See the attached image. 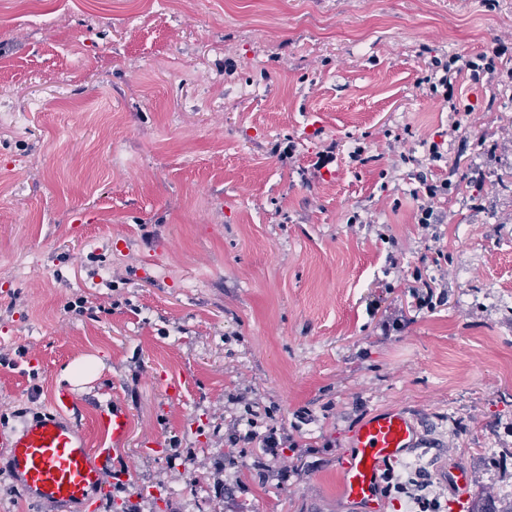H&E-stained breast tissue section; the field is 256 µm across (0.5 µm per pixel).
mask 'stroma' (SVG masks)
Returning a JSON list of instances; mask_svg holds the SVG:
<instances>
[{
	"label": "stroma",
	"mask_w": 512,
	"mask_h": 512,
	"mask_svg": "<svg viewBox=\"0 0 512 512\" xmlns=\"http://www.w3.org/2000/svg\"><path fill=\"white\" fill-rule=\"evenodd\" d=\"M500 40L512 0H0V352L27 350L0 364V435L93 355L62 415L108 448L98 405L127 413L108 465L140 512H356L336 462L391 408L420 432L395 471L426 468L448 505L462 466L468 504L512 500V81L502 58L461 72L455 118L416 86L428 55ZM431 168L452 186L424 228L411 191ZM433 248L445 296L419 312ZM81 298L96 315L67 310ZM248 401L298 471L235 456L224 499L213 464ZM0 512H52L3 456Z\"/></svg>",
	"instance_id": "1"
}]
</instances>
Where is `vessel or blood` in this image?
<instances>
[{
    "mask_svg": "<svg viewBox=\"0 0 512 512\" xmlns=\"http://www.w3.org/2000/svg\"><path fill=\"white\" fill-rule=\"evenodd\" d=\"M101 424L112 434L113 446L124 442L128 425L118 407L102 405ZM418 442L413 417L399 408L375 412L352 434V446L338 461L341 490L352 502L379 512L380 475ZM0 450L9 457L11 471L21 487L35 499L57 507L81 506L90 512L106 489L101 459L106 451L89 447L85 435L57 412H45L0 437Z\"/></svg>",
    "mask_w": 512,
    "mask_h": 512,
    "instance_id": "b4317fda",
    "label": "vessel or blood"
}]
</instances>
